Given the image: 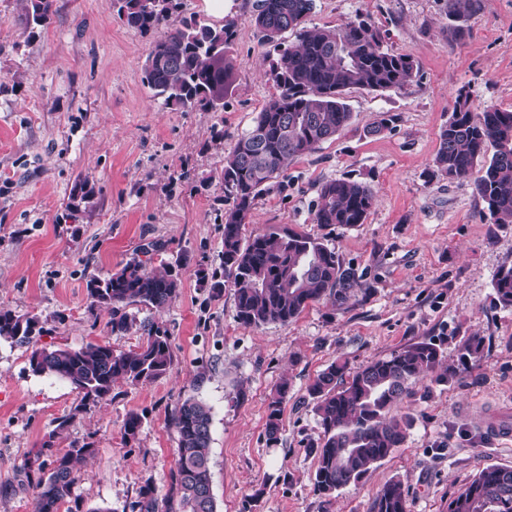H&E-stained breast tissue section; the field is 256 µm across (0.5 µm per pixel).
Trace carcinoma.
I'll list each match as a JSON object with an SVG mask.
<instances>
[{
  "label": "carcinoma",
  "instance_id": "carcinoma-1",
  "mask_svg": "<svg viewBox=\"0 0 512 512\" xmlns=\"http://www.w3.org/2000/svg\"><path fill=\"white\" fill-rule=\"evenodd\" d=\"M123 23L151 35V49L143 81L153 97L185 111H218L224 99V79L231 63L226 58L234 37V23H207L196 17L170 23L173 0H116ZM452 21L454 39H463L469 16L481 0H441ZM314 0H256L254 23L263 42L277 52L268 81L276 93L254 124L238 138L224 159V195L232 206L224 213V277L237 287L236 317L249 327L288 323L309 304L327 300L342 307L350 299L358 276L345 267L336 252L309 236L293 231L244 234L255 200L278 178L289 160L302 156L346 129L352 112L344 100L351 89L385 92L418 82L420 66L409 54L384 47L369 18L355 16L336 28L305 27ZM55 15V0H25L23 23L30 32L44 29ZM295 42L282 46L284 32ZM494 152L474 175L478 158L488 147ZM430 176L468 181L484 203L483 216L491 224H512V110L471 106L470 95L459 90L448 123L439 134V147ZM374 202L364 182L334 179L319 189L315 223L354 226L365 223ZM159 246L141 248L120 269L87 282L89 312L108 315L113 334L129 331L136 317L131 306L157 311L179 294L181 280L168 270L149 268ZM495 305L512 310V263L503 265L494 281ZM144 336L138 349L116 353L106 341L77 348L48 349L34 345L47 332L35 317L0 308V340L30 344L31 370L68 382L81 395L75 411L82 412L109 396L119 380L153 381L164 375L172 360L168 331L155 322L141 324ZM463 365L476 367L482 341L467 337L458 345ZM440 347L421 341L401 347L351 374L331 364L308 387L321 429L310 446L316 458L313 489L332 499L337 490L359 482L406 441L413 425L409 415L394 416V404L409 395L421 376L442 364ZM283 381L267 404L266 430L274 440L280 430L288 397ZM172 424L178 436V457L171 474L170 494L161 498L147 483L139 490L131 512H216L210 469L211 408L190 396L175 408ZM91 444H71L59 455L46 443V456L28 460L33 512H58L64 502L80 512L75 486L77 464L93 455ZM370 512H410L398 481L385 483L375 494ZM448 512H512V466L492 465L481 470L448 504Z\"/></svg>",
  "mask_w": 512,
  "mask_h": 512
}]
</instances>
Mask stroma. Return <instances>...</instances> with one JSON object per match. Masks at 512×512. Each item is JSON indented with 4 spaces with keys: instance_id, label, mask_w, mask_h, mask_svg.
I'll use <instances>...</instances> for the list:
<instances>
[{
    "instance_id": "1",
    "label": "stroma",
    "mask_w": 512,
    "mask_h": 512,
    "mask_svg": "<svg viewBox=\"0 0 512 512\" xmlns=\"http://www.w3.org/2000/svg\"><path fill=\"white\" fill-rule=\"evenodd\" d=\"M256 0H229L236 23L222 111L163 105L143 82L151 38L127 27L113 0H55L52 24L20 25L21 0H0V308L38 317L49 348L110 341L128 352L131 329L111 334L90 315V273L119 269L141 244L158 241L151 266L179 268L177 299L137 320L161 323L173 361L144 384L118 381L87 411L68 383L32 372L30 346L0 342V512H32L24 462L45 440L54 451L92 444L76 493L82 512H130L141 486L170 488L177 434L170 415L184 399L212 411L211 473L217 512H369L376 491L401 481L410 512H448L484 467L512 466V444L484 423L512 414V311L497 308L493 280L512 263V224L483 218L467 182L428 173L458 89L476 107L512 109V0H482L455 41L440 0H315L308 26L333 28L371 18L394 52L420 64L404 90L353 89V120L316 150L289 162L255 201L246 233L287 228L322 240L359 284L348 304H310L294 321L247 327L236 318L232 282L213 292L201 273L221 271L224 195L220 173L238 137L274 92L264 73L275 53L252 22ZM392 116L372 135L368 126ZM352 178L375 193L365 223L314 221L319 188ZM94 206L73 205L77 183ZM483 340L478 367L463 368L460 339ZM439 345L447 381L427 374L395 408L414 423L406 442L358 483L325 499L313 490L320 434L307 388L330 364L350 370L422 340ZM288 381L277 440L266 406ZM142 416L134 440L129 414ZM70 416L64 430L55 421Z\"/></svg>"
}]
</instances>
